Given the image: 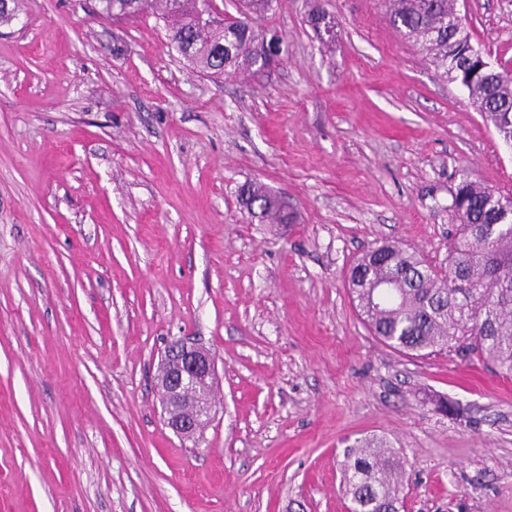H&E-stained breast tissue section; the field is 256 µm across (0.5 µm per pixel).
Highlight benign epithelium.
Segmentation results:
<instances>
[{"instance_id":"7a95c632","label":"benign epithelium","mask_w":512,"mask_h":512,"mask_svg":"<svg viewBox=\"0 0 512 512\" xmlns=\"http://www.w3.org/2000/svg\"><path fill=\"white\" fill-rule=\"evenodd\" d=\"M456 54L466 57L479 74L495 71L494 65L470 43L457 39ZM216 376V360L211 351L177 340L166 349L161 364L164 382L162 404L168 413L167 425L183 438H193L213 411L207 396Z\"/></svg>"}]
</instances>
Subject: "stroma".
Returning a JSON list of instances; mask_svg holds the SVG:
<instances>
[{
	"instance_id": "obj_1",
	"label": "stroma",
	"mask_w": 512,
	"mask_h": 512,
	"mask_svg": "<svg viewBox=\"0 0 512 512\" xmlns=\"http://www.w3.org/2000/svg\"><path fill=\"white\" fill-rule=\"evenodd\" d=\"M100 9L27 0L0 27V512H348L344 451L373 436L402 512H512V377L387 347L348 282L385 242L447 267L462 179L512 197L466 90L384 0H280L276 66L219 79L154 15ZM457 12L512 73V0ZM248 182L294 222L251 220ZM177 339L216 358L192 439L159 393Z\"/></svg>"
}]
</instances>
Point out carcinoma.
Listing matches in <instances>:
<instances>
[{
  "label": "carcinoma",
  "mask_w": 512,
  "mask_h": 512,
  "mask_svg": "<svg viewBox=\"0 0 512 512\" xmlns=\"http://www.w3.org/2000/svg\"><path fill=\"white\" fill-rule=\"evenodd\" d=\"M389 21L405 39L433 54L437 67L467 89L499 136L512 138V75L489 86L462 60L448 57L459 23L456 0H388ZM108 17L161 19L171 45L196 69L212 74L261 70L266 31L255 26L278 0H241L253 22H227L210 0H101ZM248 214L266 224H290L292 214L255 183L241 188ZM455 225L448 269L440 273L397 245L366 253L349 276L352 300L385 345L421 356L462 347L499 373L512 375V222H500V197L463 180L452 195ZM402 466L377 437L346 449L343 477L352 512H400Z\"/></svg>",
  "instance_id": "obj_1"
}]
</instances>
